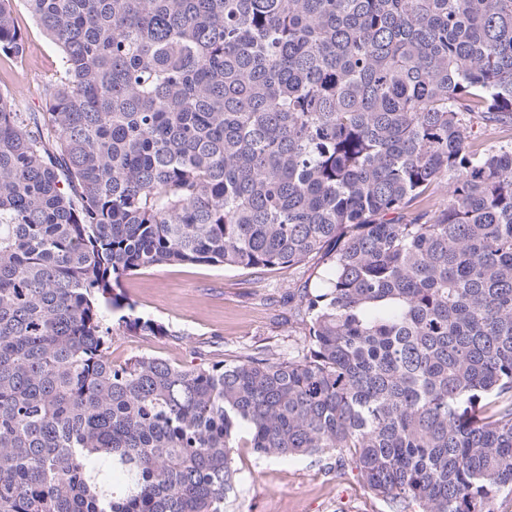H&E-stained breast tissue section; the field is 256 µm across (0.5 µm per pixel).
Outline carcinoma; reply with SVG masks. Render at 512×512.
<instances>
[{
    "instance_id": "cac0c4a2",
    "label": "carcinoma",
    "mask_w": 512,
    "mask_h": 512,
    "mask_svg": "<svg viewBox=\"0 0 512 512\" xmlns=\"http://www.w3.org/2000/svg\"><path fill=\"white\" fill-rule=\"evenodd\" d=\"M23 2L60 65L40 112L0 90V512H224L235 448L355 470L389 512H495L512 0ZM313 253L292 353L112 363L116 311L172 335L127 276Z\"/></svg>"
}]
</instances>
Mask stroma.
Listing matches in <instances>:
<instances>
[{"label":"stroma","instance_id":"35a3bbf8","mask_svg":"<svg viewBox=\"0 0 512 512\" xmlns=\"http://www.w3.org/2000/svg\"><path fill=\"white\" fill-rule=\"evenodd\" d=\"M14 18L24 35V54L0 55V89L20 110L41 109L59 67V54L23 4ZM322 262L312 255L284 270L167 265L138 271L121 288L137 315L162 322L167 337L133 336L112 329L111 356L120 363L150 355L178 365H207L234 359L240 348L279 345L288 352L303 334L288 319V293L314 285ZM233 493L224 512H388L354 472L323 471L310 459L281 461L234 451Z\"/></svg>","mask_w":512,"mask_h":512}]
</instances>
